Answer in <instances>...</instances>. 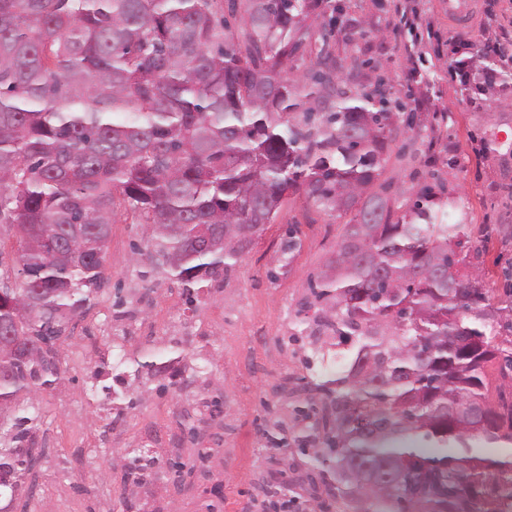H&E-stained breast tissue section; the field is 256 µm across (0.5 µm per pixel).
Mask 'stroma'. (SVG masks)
Wrapping results in <instances>:
<instances>
[{"mask_svg":"<svg viewBox=\"0 0 512 512\" xmlns=\"http://www.w3.org/2000/svg\"><path fill=\"white\" fill-rule=\"evenodd\" d=\"M473 2L464 24L449 19L446 0H417V6L434 31L470 42L473 82L482 83L486 69L498 71L499 80L477 94L449 82L447 55L395 30L398 0H343L332 46L352 90H370L385 77L394 99L423 121L393 143L381 183L398 195L437 178L460 195L473 233L493 229L483 268L488 286L500 288L512 266V64L481 47L512 33V0ZM115 212L102 286L59 343L61 380L34 402H21L18 412L0 414V443L10 444L16 414H33V435L46 450L6 512H207L211 504L221 512H260L268 488L279 499L294 498L301 512H362L361 500L312 484L305 455L267 439L277 424L289 435L302 433L301 408L321 401L308 382L326 371L306 364L312 338L302 334L298 312L344 232L343 220L304 196L285 198L252 249L190 304L168 279L145 284L133 254L145 229L124 203ZM292 228L301 248L290 259L281 243ZM130 302L138 310L127 319L121 306ZM170 346L184 354L180 383L142 373L123 387L135 407L117 418L118 400L92 393L94 380L111 384L117 353L134 357ZM213 399L219 408H210ZM133 448L181 463L179 478L147 474L144 490L127 493ZM205 448L214 454L202 464Z\"/></svg>","mask_w":512,"mask_h":512,"instance_id":"1","label":"stroma"}]
</instances>
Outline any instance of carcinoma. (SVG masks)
I'll return each mask as SVG.
<instances>
[{"label": "carcinoma", "mask_w": 512, "mask_h": 512, "mask_svg": "<svg viewBox=\"0 0 512 512\" xmlns=\"http://www.w3.org/2000/svg\"><path fill=\"white\" fill-rule=\"evenodd\" d=\"M325 0H0V413L61 377L58 342L103 282L115 198L148 238L136 263L188 303L242 258L285 197L346 219L303 311L323 362L322 413L292 439L330 492L365 512H512V273L492 302L460 198L377 184L405 122L380 79L346 88L331 39L288 78ZM240 15L241 31L226 15ZM224 231V246L203 247ZM149 348L134 374L168 369ZM503 381L490 395L488 367ZM35 417L0 445V488L33 466ZM485 448H497L496 456ZM19 242L16 228L10 224H0V268L9 269L17 257Z\"/></svg>", "instance_id": "carcinoma-1"}]
</instances>
